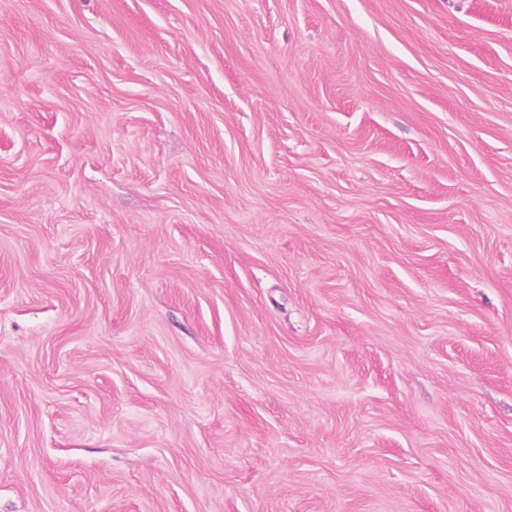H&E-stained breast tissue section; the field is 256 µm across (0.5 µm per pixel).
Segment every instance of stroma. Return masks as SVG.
Here are the masks:
<instances>
[{"instance_id": "obj_1", "label": "stroma", "mask_w": 512, "mask_h": 512, "mask_svg": "<svg viewBox=\"0 0 512 512\" xmlns=\"http://www.w3.org/2000/svg\"><path fill=\"white\" fill-rule=\"evenodd\" d=\"M0 512H512V0H0Z\"/></svg>"}]
</instances>
